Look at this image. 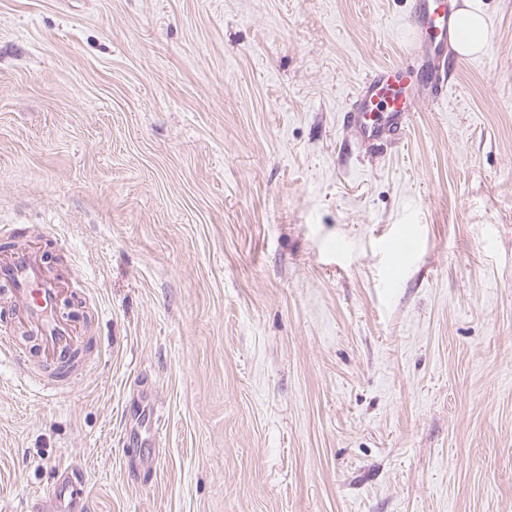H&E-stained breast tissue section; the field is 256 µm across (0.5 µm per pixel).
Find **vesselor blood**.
<instances>
[{"label":"vessel or blood","mask_w":512,"mask_h":512,"mask_svg":"<svg viewBox=\"0 0 512 512\" xmlns=\"http://www.w3.org/2000/svg\"><path fill=\"white\" fill-rule=\"evenodd\" d=\"M456 0H414L409 50L399 62L370 71L344 114L346 128L361 144L398 143L420 100L443 99L456 81L458 63L448 60V39ZM46 255L40 247L15 243L0 252V286L7 287L15 322L35 333L46 365L64 369L79 339L74 319H59L54 309L62 290L44 275ZM53 512H82L84 489L72 477L54 485Z\"/></svg>","instance_id":"b4317fda"}]
</instances>
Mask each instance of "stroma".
I'll use <instances>...</instances> for the list:
<instances>
[{
	"label": "stroma",
	"mask_w": 512,
	"mask_h": 512,
	"mask_svg": "<svg viewBox=\"0 0 512 512\" xmlns=\"http://www.w3.org/2000/svg\"><path fill=\"white\" fill-rule=\"evenodd\" d=\"M403 141L342 124L409 0H0V247L78 301L0 357V512H512V0ZM412 238L395 262L390 244ZM83 485L76 479L65 476L60 482L54 485L50 495L54 501L53 512H83L84 508Z\"/></svg>",
	"instance_id": "obj_1"
}]
</instances>
